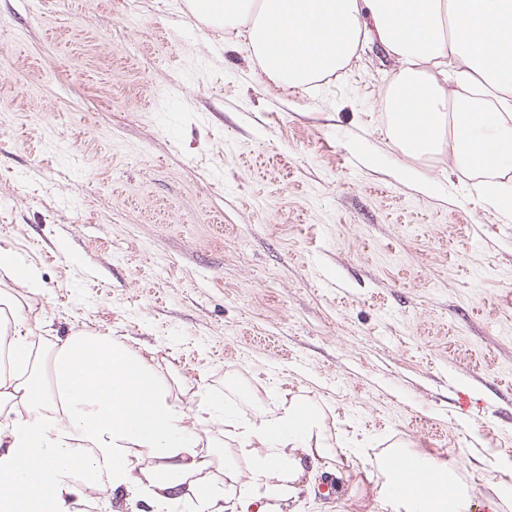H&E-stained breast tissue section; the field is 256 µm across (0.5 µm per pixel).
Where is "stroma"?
I'll return each instance as SVG.
<instances>
[{"mask_svg":"<svg viewBox=\"0 0 512 512\" xmlns=\"http://www.w3.org/2000/svg\"><path fill=\"white\" fill-rule=\"evenodd\" d=\"M396 69L368 49L286 92L188 0H0V247L39 270L8 288L37 345L122 340L192 410L304 396L359 468L453 460L486 512L512 484V216L437 159L436 194L399 179ZM326 479L293 512H368Z\"/></svg>","mask_w":512,"mask_h":512,"instance_id":"obj_1","label":"stroma"}]
</instances>
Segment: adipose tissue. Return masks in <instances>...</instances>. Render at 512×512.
Listing matches in <instances>:
<instances>
[{"label": "adipose tissue", "instance_id": "1", "mask_svg": "<svg viewBox=\"0 0 512 512\" xmlns=\"http://www.w3.org/2000/svg\"><path fill=\"white\" fill-rule=\"evenodd\" d=\"M225 34L246 30L251 55L277 87L344 69L369 45L397 64L386 92L387 134L411 160L447 159L480 173L474 191L512 214V0H191ZM11 296L0 293V512L24 501L82 512L95 492L112 512L148 500L190 512H285L330 450L319 408L281 397L240 417L217 399L178 409L150 358L109 336L76 334L47 352ZM219 422L233 459L208 450ZM365 478L379 512H472L473 493L447 461L407 449L380 456Z\"/></svg>", "mask_w": 512, "mask_h": 512}]
</instances>
